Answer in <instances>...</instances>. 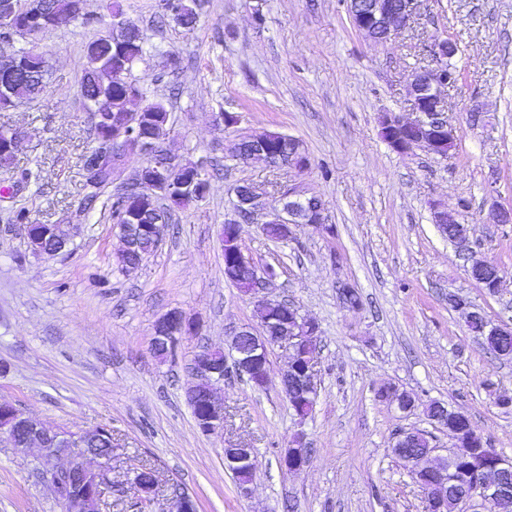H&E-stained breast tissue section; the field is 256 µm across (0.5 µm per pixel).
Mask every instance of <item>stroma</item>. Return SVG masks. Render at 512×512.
I'll use <instances>...</instances> for the list:
<instances>
[{
	"mask_svg": "<svg viewBox=\"0 0 512 512\" xmlns=\"http://www.w3.org/2000/svg\"><path fill=\"white\" fill-rule=\"evenodd\" d=\"M107 3L86 0L101 18L96 26L44 36L45 93L0 112V125L23 135L13 166L0 167V187L18 169L40 172L38 182L0 197V400L75 435L111 430L116 489L101 512H135L126 481L141 464L159 474L151 512H170L175 486L199 512H424L420 488L390 446L412 428L447 446L421 410L434 401L463 410L512 458V408L498 404L512 396V360L489 354L448 304L456 294L493 321L512 322V224L491 220L493 204H512V0H419L412 29L382 45L353 28L344 0H200L191 31L160 20L158 0H122L145 37L137 75L146 99L171 115L164 149L211 176L207 197L175 210L156 251L131 274L117 268L121 242L109 212L80 208L81 157L93 132L79 78L85 43L112 22ZM445 37L459 47L461 78L448 90L456 148L445 160L398 154L382 140L379 116L409 111L407 77ZM222 112L236 124L218 127ZM264 132L302 140L308 168L230 160L234 144ZM242 183L263 192L271 212L291 185L318 194L327 209L326 227L294 226L285 241L250 223L240 231L254 261L275 270L267 295L294 302L319 326V396L298 421L276 380L287 360L271 350L273 382L256 389L228 372L224 428L207 434L186 398L191 360L227 348V327L258 322L252 299L223 273L220 230ZM436 204L467 227L472 250L497 262L498 294L470 278L465 255L432 221ZM19 207L32 223L69 225L65 249L31 254L23 225L10 220ZM345 283L358 307L343 305ZM170 310L199 330L162 361L150 342ZM387 383L417 410L383 402ZM298 434L312 460L291 474L280 458ZM238 446L257 458L246 497L224 467L225 449ZM35 468L34 452L0 444V512H63Z\"/></svg>",
	"mask_w": 512,
	"mask_h": 512,
	"instance_id": "1",
	"label": "stroma"
}]
</instances>
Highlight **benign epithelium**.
I'll use <instances>...</instances> for the list:
<instances>
[{"mask_svg":"<svg viewBox=\"0 0 512 512\" xmlns=\"http://www.w3.org/2000/svg\"><path fill=\"white\" fill-rule=\"evenodd\" d=\"M417 0H347V10L353 27L365 34L376 44H384L402 31L410 28L416 17ZM13 0H0V32L7 35L3 45L12 48L9 54H0V90L3 98L9 99L8 82L20 68L21 55L15 51V44L25 39L26 29L15 25ZM458 53L457 42L451 38L435 41L432 56L435 65L426 66L412 72L407 81V96L411 113L409 119L395 112H384L379 119L383 141L396 153L409 155L416 150L424 151L436 158L446 159L455 148V135L448 123V97L445 89L458 82V75L451 60ZM137 112H115L103 116L112 120V131L107 137L97 141V146L87 151L89 161L84 169V177L96 180L109 176L112 182L124 185L122 161L128 154H138L148 159L137 170L135 183L139 193L145 197L161 195L176 197V190L190 189L202 181L200 169L194 173L176 163L168 153L157 148V136L141 128L132 129L138 119ZM294 148L286 161H273L267 149L270 136L267 133L247 138L249 147L232 153L231 159L247 162L259 160L269 166H285L296 170L307 168L308 160L301 151L302 143L293 136H287ZM236 203L232 216L224 219L226 225L251 223L263 209L262 194L250 184L234 188ZM283 195L288 198L282 211L267 216L261 225L267 231L268 225H279L283 239L291 234L293 224L327 223V214L321 197L298 186H291ZM161 224H122L119 228L123 241V253L139 247L138 239H160ZM28 246L36 256L53 255L55 251L46 246V240L25 225ZM460 251L468 254L470 277L475 272L490 274L489 279H479L482 285L488 282L499 293L502 280L497 263L485 256H478L469 245L467 228L458 226L453 238ZM235 266L248 272L250 287L241 292L254 299L259 318L260 330L248 324L231 326L227 335L231 336L233 367L236 373L247 379L255 388H264L271 381L269 352L277 348L288 356V369L281 375L282 392L289 404H298L304 410L314 408L318 397V381L315 370L314 349L318 345L319 328L294 305L283 313L282 301L260 294L263 286L274 276L271 267L258 266L240 245L234 250ZM451 307L465 314L466 322L481 321L487 336H511L512 324L495 323L482 309L472 305L465 298L451 295ZM198 323L185 313L171 310L161 316L154 325L151 347L154 352H173L179 340L193 334ZM190 369L197 383L186 392L190 404L202 402L203 414L198 418L200 429L206 433H216L224 428V400L217 390L224 383L226 361L222 350H204L196 354ZM383 401L403 412L415 410V400L406 392L392 385L381 386ZM107 429L97 427L83 432L78 448H57L55 444L64 437L60 429L47 426L40 419L30 416L15 405L0 402V439L4 438L23 451L37 450V468L40 479L53 491L65 512H101L100 505L107 490L112 488V448L100 450L87 447L107 436ZM448 447L445 449L432 444L425 452L401 460L419 483L426 502V512H432L434 500L430 495V483L448 488V461L464 455H475L490 460V467L474 482L470 489L455 495L452 500L453 512H495L500 502L512 499V486H508L503 476L512 473V458L504 456L493 448L480 434L472 430L469 434L447 431ZM67 458L64 465L57 464ZM98 460L97 468L87 465V459ZM311 462V454L304 448L303 438L296 436L284 454L282 467L294 473ZM224 465L232 473L256 467L252 449L247 447L224 449ZM137 499L142 505L141 512H150L157 486L153 482H133ZM172 512H197L193 496L185 491L172 493Z\"/></svg>","mask_w":512,"mask_h":512,"instance_id":"7a95c632","label":"benign epithelium"}]
</instances>
